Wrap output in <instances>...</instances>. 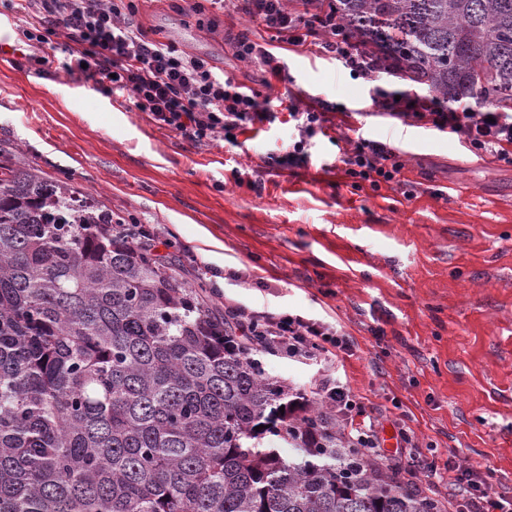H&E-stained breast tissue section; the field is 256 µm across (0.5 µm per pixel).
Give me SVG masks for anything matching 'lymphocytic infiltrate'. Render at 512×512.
I'll list each match as a JSON object with an SVG mask.
<instances>
[{
    "mask_svg": "<svg viewBox=\"0 0 512 512\" xmlns=\"http://www.w3.org/2000/svg\"><path fill=\"white\" fill-rule=\"evenodd\" d=\"M7 9L23 18L19 39L29 47L31 60L53 39H63L75 50L85 77L110 83L127 92L135 109L148 113L160 128L194 145L224 141L236 144L245 129L275 123L277 113L266 106V88L280 77L283 67L275 45L303 47L340 61L357 78L372 79L380 65L370 53L336 30V18L327 9L299 10L285 0H209L213 8L246 18L268 31V40L251 39L248 32L227 33L225 43L243 61L262 67L264 75L253 87L218 75L207 60L175 46L147 39L130 20L134 0H4ZM376 100L392 117L425 122L464 141L477 155L490 154L512 164V113L478 111L466 102L448 107L431 99L395 97L377 89ZM298 138L280 155H268V165L286 168L306 160L311 141L324 131L325 116L298 111L288 104ZM352 188L380 191L401 185L404 163L386 144L358 139L338 158ZM224 318L233 323L248 358L279 356L298 362L335 364L339 354L351 352L353 342L336 326L299 314L255 309L228 300ZM313 402L333 412L342 434L363 448L368 464L409 476L420 489H455L461 493V512H512V501L493 490L485 467L460 463L449 455L438 467L435 459L417 448L410 429L399 428L397 446L387 451L364 402L332 374H324L310 390Z\"/></svg>",
    "mask_w": 512,
    "mask_h": 512,
    "instance_id": "f902f5d3",
    "label": "lymphocytic infiltrate"
}]
</instances>
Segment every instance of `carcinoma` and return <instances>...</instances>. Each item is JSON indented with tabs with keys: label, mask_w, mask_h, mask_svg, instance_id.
Returning a JSON list of instances; mask_svg holds the SVG:
<instances>
[{
	"label": "carcinoma",
	"mask_w": 512,
	"mask_h": 512,
	"mask_svg": "<svg viewBox=\"0 0 512 512\" xmlns=\"http://www.w3.org/2000/svg\"><path fill=\"white\" fill-rule=\"evenodd\" d=\"M383 66L512 105V0H330ZM0 152V512H441L237 353L175 263ZM259 430H254V427ZM271 433L292 453L256 442Z\"/></svg>",
	"instance_id": "1"
}]
</instances>
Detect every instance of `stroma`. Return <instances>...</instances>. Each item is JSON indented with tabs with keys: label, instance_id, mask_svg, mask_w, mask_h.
Here are the masks:
<instances>
[{
	"label": "stroma",
	"instance_id": "obj_1",
	"mask_svg": "<svg viewBox=\"0 0 512 512\" xmlns=\"http://www.w3.org/2000/svg\"><path fill=\"white\" fill-rule=\"evenodd\" d=\"M134 24L150 39L207 59L252 86L224 31L250 29L221 12L186 15L173 0H137ZM36 64H0V150L91 195L129 224L159 225L160 253L176 256L209 307L225 299L342 326L354 341L338 363L366 399L387 450L405 421L426 455L491 466L512 497V165L471 153L427 126L379 117L375 81L353 77L302 47L281 51L284 70L268 107L323 108L326 132L307 162L267 168L294 123L257 126L237 145H193L137 111L126 93L69 73L54 47ZM398 147L401 188L353 189L335 160L358 138ZM259 181L258 189L247 186ZM264 278L265 287L255 285ZM265 376L306 390L322 365L267 355Z\"/></svg>",
	"mask_w": 512,
	"mask_h": 512
}]
</instances>
